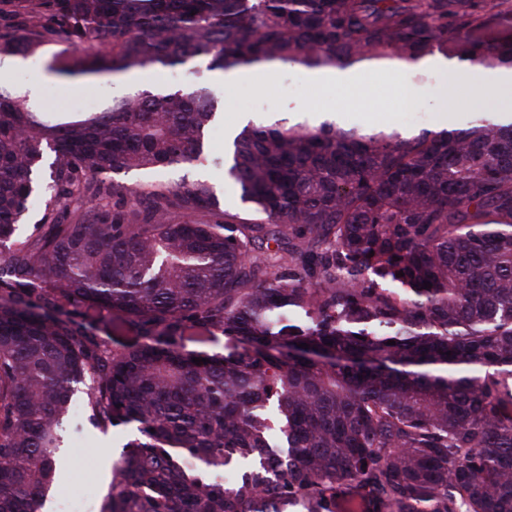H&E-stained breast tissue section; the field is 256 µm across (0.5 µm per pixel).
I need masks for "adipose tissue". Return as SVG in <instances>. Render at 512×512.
Wrapping results in <instances>:
<instances>
[{"label":"adipose tissue","instance_id":"1","mask_svg":"<svg viewBox=\"0 0 512 512\" xmlns=\"http://www.w3.org/2000/svg\"><path fill=\"white\" fill-rule=\"evenodd\" d=\"M419 67L432 68L444 78L440 87L439 110L445 122L454 123L462 118L461 108L456 104L457 82L466 79L476 88L479 96L499 118L512 121V69L470 66L459 70L447 59L429 55L419 60Z\"/></svg>","mask_w":512,"mask_h":512}]
</instances>
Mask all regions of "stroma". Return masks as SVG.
Wrapping results in <instances>:
<instances>
[{
    "label": "stroma",
    "mask_w": 512,
    "mask_h": 512,
    "mask_svg": "<svg viewBox=\"0 0 512 512\" xmlns=\"http://www.w3.org/2000/svg\"><path fill=\"white\" fill-rule=\"evenodd\" d=\"M194 80L210 83L222 103L221 116L209 132L210 151L216 156L223 155L229 133L250 121L265 123L287 118L313 124L328 117L345 127H388L404 132L408 126L403 104L409 101L419 109V128L441 127L436 112L441 77L430 69H387L356 96L313 85L307 81L304 69L285 65L263 83L227 82L202 66L193 74L180 67L154 72L148 78L137 73L126 77L102 74L89 81L60 80L47 71L46 60L40 56L12 62L0 71L2 88L39 87L42 111L83 114L101 111L105 103L126 96L134 86L177 88ZM184 176L208 180L216 190L221 209L230 214L243 213L236 191L224 179L223 166L206 162L184 171L164 170L156 178L172 182ZM134 435V429L126 425L101 433L84 411L70 416L58 451L57 487L41 512H59L58 500L66 492L80 498V512H100L112 482V462Z\"/></svg>",
    "instance_id": "1"
}]
</instances>
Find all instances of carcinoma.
I'll list each match as a JSON object with an SVG mask.
<instances>
[{
    "mask_svg": "<svg viewBox=\"0 0 512 512\" xmlns=\"http://www.w3.org/2000/svg\"><path fill=\"white\" fill-rule=\"evenodd\" d=\"M48 46L68 79L512 67V0H0V59ZM217 105L0 89V512L56 486L79 384L97 427L137 431L103 512H512V122L248 125L224 158L244 217L204 179L114 182L204 160Z\"/></svg>",
    "mask_w": 512,
    "mask_h": 512,
    "instance_id": "cac0c4a2",
    "label": "carcinoma"
}]
</instances>
